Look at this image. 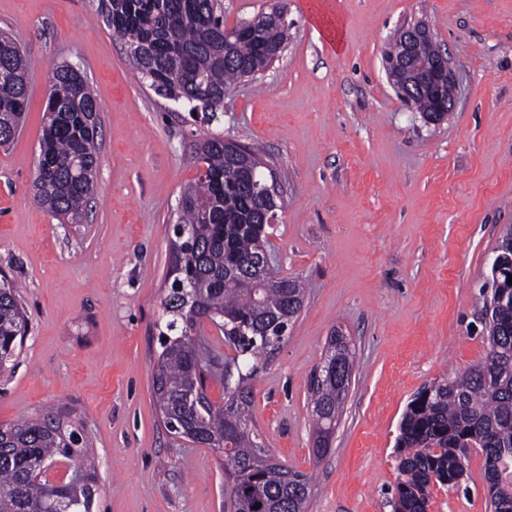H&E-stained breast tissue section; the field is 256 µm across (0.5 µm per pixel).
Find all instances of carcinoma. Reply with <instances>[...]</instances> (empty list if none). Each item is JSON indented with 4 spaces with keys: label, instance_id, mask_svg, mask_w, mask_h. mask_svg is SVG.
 <instances>
[{
    "label": "carcinoma",
    "instance_id": "carcinoma-1",
    "mask_svg": "<svg viewBox=\"0 0 512 512\" xmlns=\"http://www.w3.org/2000/svg\"><path fill=\"white\" fill-rule=\"evenodd\" d=\"M113 33L134 50L140 79L157 86L163 98L190 107L210 99L224 103V91L267 67L252 28L280 45L288 23L262 25V14L229 29L219 0H99ZM31 61L12 37L0 33V148L13 144L22 127L29 96ZM408 102L427 121L448 118L436 112L435 97L416 87ZM100 104L86 78L71 65L51 68L47 124L32 182L34 201L63 224H80L96 194ZM241 168L224 153V138H207L197 156V174L178 203L174 275L164 308L172 316L159 334L161 351L153 389L170 434L227 455L235 512H304L310 478L273 462L249 426L248 375L232 379L238 358L218 363L199 325L209 319L224 329V339L239 353L258 355L283 340L280 326L293 321L305 298L302 283L292 288H251L241 279L240 262L266 252L262 229L265 202L241 187ZM499 267L490 268L482 294L492 306L484 321L489 352L485 361L451 380L420 391L403 413L396 441L398 472L391 500L394 512H428L434 486L458 487L466 471L467 445L481 449L492 512H512V294L496 298L495 282L512 274V226L494 249ZM26 318L18 286L0 281V372L22 347ZM353 353L340 334H332L323 366L327 373L312 389L316 452L330 446L348 394ZM224 381V403L206 394L207 381ZM89 460L88 441L57 415L0 426V512H92L96 483L88 467L76 469L56 485L42 475L55 457ZM260 508H255V505Z\"/></svg>",
    "mask_w": 512,
    "mask_h": 512
}]
</instances>
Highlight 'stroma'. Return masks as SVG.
Here are the masks:
<instances>
[{"instance_id":"1","label":"stroma","mask_w":512,"mask_h":512,"mask_svg":"<svg viewBox=\"0 0 512 512\" xmlns=\"http://www.w3.org/2000/svg\"><path fill=\"white\" fill-rule=\"evenodd\" d=\"M310 0H282L288 43L241 80L215 116L190 115L136 77L98 0H0V29L35 63L25 124L0 149V277L15 280L28 331L0 377V424L68 415L95 450L93 512H228L217 452L174 438L153 394L173 226L211 136L272 167L275 271L304 306L250 381L251 423L277 461L308 474L307 512H392L396 438L425 385L483 362L481 287L512 225V0H338L340 48ZM429 22L456 74L434 125L390 84L396 30ZM78 68L100 103V194L80 224L33 201L48 69ZM354 372L325 455L314 451L310 382L332 333ZM429 512H491L480 449Z\"/></svg>"}]
</instances>
